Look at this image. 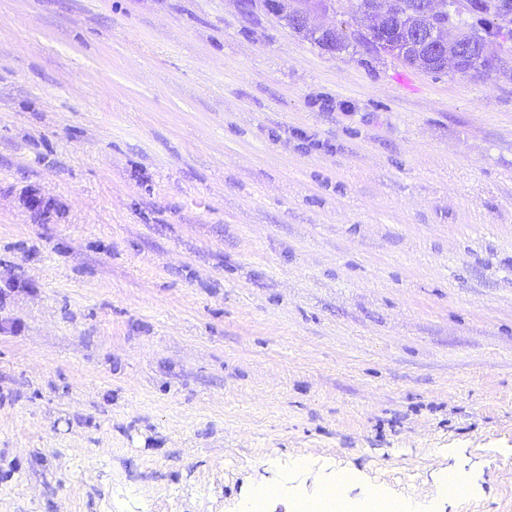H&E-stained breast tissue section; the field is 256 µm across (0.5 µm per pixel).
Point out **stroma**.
I'll return each instance as SVG.
<instances>
[{
	"label": "stroma",
	"instance_id": "35a3bbf8",
	"mask_svg": "<svg viewBox=\"0 0 512 512\" xmlns=\"http://www.w3.org/2000/svg\"><path fill=\"white\" fill-rule=\"evenodd\" d=\"M322 21L0 0V512H512V29L464 77Z\"/></svg>",
	"mask_w": 512,
	"mask_h": 512
}]
</instances>
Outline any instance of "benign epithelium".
Returning a JSON list of instances; mask_svg holds the SVG:
<instances>
[{
  "label": "benign epithelium",
  "mask_w": 512,
  "mask_h": 512,
  "mask_svg": "<svg viewBox=\"0 0 512 512\" xmlns=\"http://www.w3.org/2000/svg\"><path fill=\"white\" fill-rule=\"evenodd\" d=\"M275 13L287 18L288 27L302 34H314L324 39L326 47L336 46V27L314 23L315 17L331 8L332 0H266ZM401 0H374L370 24L366 29L369 44L381 52L394 54L404 60L407 49L423 54V65L436 71L460 69L472 54V45L461 35L459 19L465 11L462 0H411L409 11L419 17L433 19V24L411 25L405 36L395 39L393 21L401 16Z\"/></svg>",
  "instance_id": "1"
}]
</instances>
